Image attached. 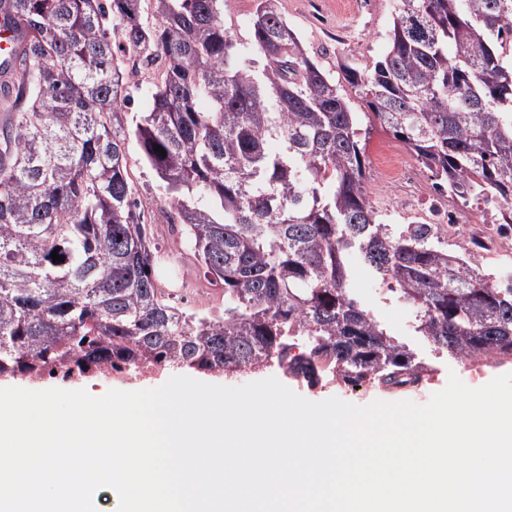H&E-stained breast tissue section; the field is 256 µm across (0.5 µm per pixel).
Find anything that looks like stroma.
Returning a JSON list of instances; mask_svg holds the SVG:
<instances>
[{"mask_svg":"<svg viewBox=\"0 0 512 512\" xmlns=\"http://www.w3.org/2000/svg\"><path fill=\"white\" fill-rule=\"evenodd\" d=\"M397 0H280L289 24L300 32L310 53L327 70L340 74L342 66L372 72L381 60L385 37L392 25ZM127 162L134 190L147 216V231L159 252L158 286L173 305L191 311L219 313L224 309V288L205 276L193 249L175 226V209L159 186L155 172L141 158L136 142L127 144ZM354 296L391 332L409 345L420 359L432 364L431 392L445 388L449 375L463 383L484 386L500 374L512 373V364L499 369L435 356L426 337L410 326L407 305L381 296V283L361 265L353 267Z\"/></svg>","mask_w":512,"mask_h":512,"instance_id":"1","label":"stroma"}]
</instances>
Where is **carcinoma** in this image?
Returning <instances> with one entry per match:
<instances>
[{
  "instance_id": "cac0c4a2",
  "label": "carcinoma",
  "mask_w": 512,
  "mask_h": 512,
  "mask_svg": "<svg viewBox=\"0 0 512 512\" xmlns=\"http://www.w3.org/2000/svg\"><path fill=\"white\" fill-rule=\"evenodd\" d=\"M6 17L21 41L0 88V376L277 364L313 380L327 359L346 385L403 393L427 368L352 297V256L435 350L512 357V284L382 223L357 112L278 0H255L246 42L225 28L224 0H8ZM511 50L512 0H399L383 60L344 79L439 185L508 198ZM158 61L130 120L125 77ZM131 140L224 285V315L158 288Z\"/></svg>"
}]
</instances>
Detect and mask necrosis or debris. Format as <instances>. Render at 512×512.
I'll use <instances>...</instances> for the list:
<instances>
[{"label": "necrosis or debris", "mask_w": 512, "mask_h": 512, "mask_svg": "<svg viewBox=\"0 0 512 512\" xmlns=\"http://www.w3.org/2000/svg\"><path fill=\"white\" fill-rule=\"evenodd\" d=\"M375 164L380 188L372 203L378 211L447 235L470 261L498 265L512 259V198L468 202L445 191L431 193L432 173L384 145Z\"/></svg>", "instance_id": "necrosis-or-debris-1"}]
</instances>
